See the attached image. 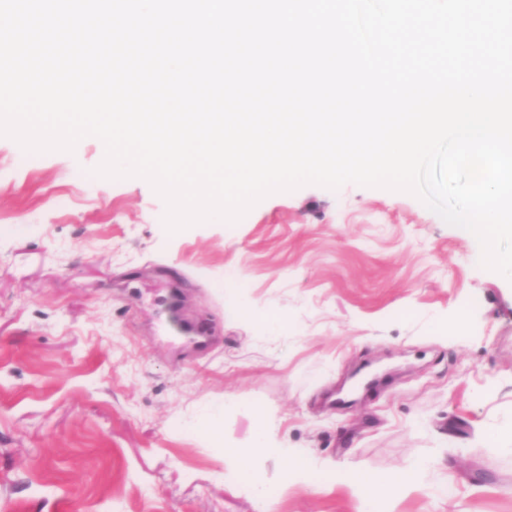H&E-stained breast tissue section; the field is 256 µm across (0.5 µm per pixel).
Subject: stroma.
I'll use <instances>...</instances> for the list:
<instances>
[{
    "label": "stroma",
    "mask_w": 512,
    "mask_h": 512,
    "mask_svg": "<svg viewBox=\"0 0 512 512\" xmlns=\"http://www.w3.org/2000/svg\"><path fill=\"white\" fill-rule=\"evenodd\" d=\"M104 156L88 136L25 162L0 137V512H512V448L485 439L512 429V280L458 227L346 184L171 234L146 180L95 176ZM206 409L231 447L265 422L311 483L225 465ZM426 457L403 492L342 483Z\"/></svg>",
    "instance_id": "1"
}]
</instances>
